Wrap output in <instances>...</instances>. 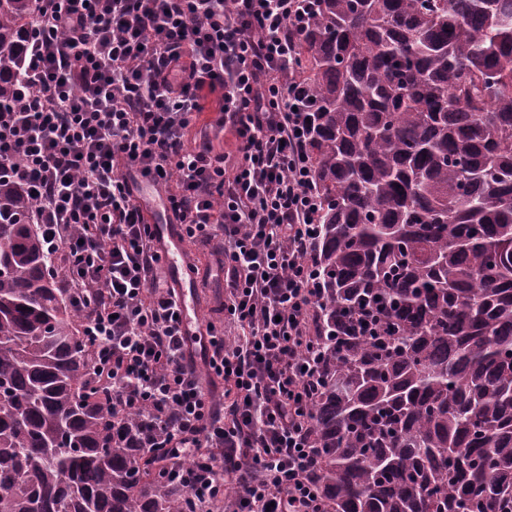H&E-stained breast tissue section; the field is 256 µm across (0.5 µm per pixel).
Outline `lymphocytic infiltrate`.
Returning a JSON list of instances; mask_svg holds the SVG:
<instances>
[{
    "mask_svg": "<svg viewBox=\"0 0 512 512\" xmlns=\"http://www.w3.org/2000/svg\"><path fill=\"white\" fill-rule=\"evenodd\" d=\"M315 0H35L26 89L0 112V177L24 186L117 418L138 415L162 472L214 512L225 475L253 470L231 512H324L307 404L323 288L309 261L319 202L305 151L310 94L296 42ZM219 92L239 157L184 146ZM164 193L182 236L221 238L223 326L197 371L178 295L152 272L157 225L134 188ZM223 384L221 398L205 384Z\"/></svg>",
    "mask_w": 512,
    "mask_h": 512,
    "instance_id": "lymphocytic-infiltrate-1",
    "label": "lymphocytic infiltrate"
}]
</instances>
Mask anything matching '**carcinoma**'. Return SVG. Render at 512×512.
Segmentation results:
<instances>
[{"mask_svg": "<svg viewBox=\"0 0 512 512\" xmlns=\"http://www.w3.org/2000/svg\"><path fill=\"white\" fill-rule=\"evenodd\" d=\"M34 0H0V112ZM325 512H512V0H316L298 44ZM26 190L0 178V512H186L90 380Z\"/></svg>", "mask_w": 512, "mask_h": 512, "instance_id": "obj_1", "label": "carcinoma"}]
</instances>
